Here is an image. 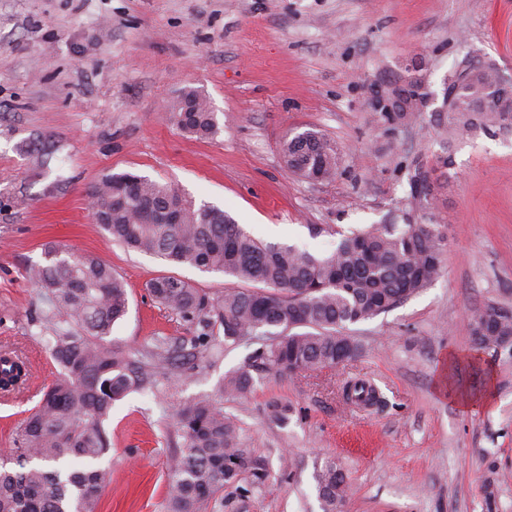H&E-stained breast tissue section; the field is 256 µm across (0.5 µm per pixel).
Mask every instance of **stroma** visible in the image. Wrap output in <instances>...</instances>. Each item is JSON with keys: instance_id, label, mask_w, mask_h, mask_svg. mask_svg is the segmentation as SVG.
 <instances>
[{"instance_id": "35a3bbf8", "label": "stroma", "mask_w": 512, "mask_h": 512, "mask_svg": "<svg viewBox=\"0 0 512 512\" xmlns=\"http://www.w3.org/2000/svg\"><path fill=\"white\" fill-rule=\"evenodd\" d=\"M512 78V0H0V350L26 357L29 387L0 405V454L59 370L36 341L42 305L27 268L52 243L91 253L123 278L128 312L110 340L137 348L188 330L147 283L170 276L216 296L219 272L112 242L90 191L131 171L218 206L256 238L322 255L337 231L409 214L439 224L441 276L403 305L361 323L359 357L225 402L269 478L221 512H321L313 474L336 459L352 485L344 512H512V344L474 350L466 320L489 302L512 308V131L452 130L445 79L463 57ZM431 93L416 120L393 127L380 95L408 76ZM193 88L219 134L196 139L162 111ZM316 129L342 161L333 180L298 177L285 139ZM48 140L42 166L27 144ZM452 163L432 215L412 210L415 165ZM251 348L220 350L162 393L114 402L112 480L98 512H164L177 412L212 396ZM358 376L381 405L345 403ZM293 407L288 426L271 403Z\"/></svg>"}]
</instances>
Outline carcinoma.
<instances>
[{"label": "carcinoma", "mask_w": 512, "mask_h": 512, "mask_svg": "<svg viewBox=\"0 0 512 512\" xmlns=\"http://www.w3.org/2000/svg\"><path fill=\"white\" fill-rule=\"evenodd\" d=\"M493 66L473 64L449 104L452 120L465 130L503 131L504 113L485 110V89ZM168 120L196 138L220 130L206 99L186 89L169 108ZM285 161L308 181L336 175L337 145L309 129L285 140ZM432 170L418 165L410 178L411 203L433 208ZM101 230L127 248L203 271L221 272L245 287H228L209 297L173 277L148 284L152 297L175 312L191 335L155 336L140 350L116 346L107 337L127 313L123 280L99 258L70 256L47 244L44 261L27 275L40 291L48 335L41 337L59 376L35 410L20 424L14 469L0 465V512H97L110 471L97 465L111 445L107 422L113 402L138 390L193 374L223 346L255 341L237 369L224 375L213 397L189 401L178 412L174 434L180 452L169 467L165 512H208L224 507V488L246 498L264 485V457L243 446L237 419L224 400L252 392L257 379L292 378L336 367V351L357 357L361 346L353 326L374 319L431 286L441 275L445 235L438 224L392 221L372 230L340 234L323 256L293 246L264 243L224 210L196 205L167 183L126 171L104 175L91 191ZM179 215L177 224L167 218ZM473 344L489 348L512 335V309L491 302L477 309L467 329ZM0 388L25 384L23 361L3 359ZM358 403L376 398L363 380L344 386ZM322 512H343L351 492L347 476L332 458L314 473Z\"/></svg>", "instance_id": "cac0c4a2"}]
</instances>
